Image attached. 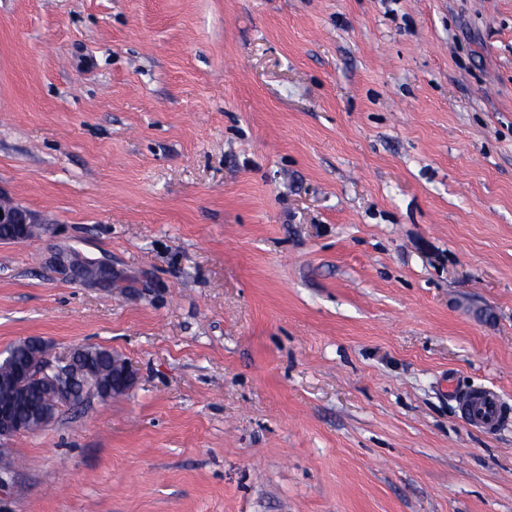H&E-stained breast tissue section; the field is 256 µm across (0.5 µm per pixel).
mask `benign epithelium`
Instances as JSON below:
<instances>
[{
	"label": "benign epithelium",
	"mask_w": 512,
	"mask_h": 512,
	"mask_svg": "<svg viewBox=\"0 0 512 512\" xmlns=\"http://www.w3.org/2000/svg\"><path fill=\"white\" fill-rule=\"evenodd\" d=\"M40 215L29 210L0 192V225L16 228L15 241L25 240L26 228L41 224ZM49 264L66 280L98 288L112 283V266L101 260L75 256L72 249L57 247L48 257ZM35 378L48 381L65 404H79L91 396L101 399L108 394L96 388L93 375L80 366L79 352L72 350L65 355L52 356L45 352L33 363ZM29 432L24 422L18 420L8 407L0 406V444L14 436Z\"/></svg>",
	"instance_id": "obj_1"
}]
</instances>
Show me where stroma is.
<instances>
[{"label":"stroma","instance_id":"1","mask_svg":"<svg viewBox=\"0 0 512 512\" xmlns=\"http://www.w3.org/2000/svg\"><path fill=\"white\" fill-rule=\"evenodd\" d=\"M0 189V352L136 372L0 512H512V0H0ZM0 211H2V215H0V225L8 224L14 225L18 235L15 239L12 240H0V242H19L26 240V236L23 235V232L26 228L31 227L28 235V239L40 236L42 232V225L35 224H44L40 215L32 210H29L21 205L15 203L7 196L3 195L0 192ZM49 264L66 280L101 288L112 283V266L101 260L77 257L67 247L53 249L48 257ZM467 419L488 432H494L509 422L505 406L498 394L491 389L471 393L466 400Z\"/></svg>","mask_w":512,"mask_h":512}]
</instances>
